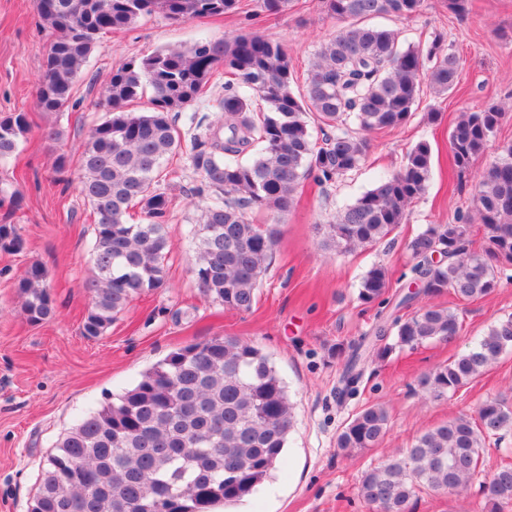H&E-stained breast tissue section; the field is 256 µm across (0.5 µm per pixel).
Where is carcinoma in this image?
Returning <instances> with one entry per match:
<instances>
[{"mask_svg": "<svg viewBox=\"0 0 512 512\" xmlns=\"http://www.w3.org/2000/svg\"><path fill=\"white\" fill-rule=\"evenodd\" d=\"M242 0H36V12L53 39L41 65L35 106L42 112L76 110L72 83L98 39L127 30L141 18L205 20L240 13ZM294 0H262L277 17ZM343 23L312 62L305 92L295 93L286 48L257 31L225 34L187 48H168L129 59L112 70L105 90L108 117L93 126L82 146L81 192L93 216L91 261L85 281L91 305L82 333L107 329L138 296L166 286L170 242L166 232L175 197L160 185L167 159L180 147L175 123L198 100L218 95L221 120L202 125L188 117L190 162L199 176L192 196L201 207L193 232L192 273L203 294L227 308L252 309L258 285L279 238L275 224H253L248 211L282 217L293 206L300 178L332 185L365 161L372 132L407 123L423 86L445 96L457 85L459 59L439 39L402 47L397 29L365 24L390 16L409 21L424 0H321ZM229 74L233 79L222 81ZM151 93L148 112L128 105ZM327 127L311 140L308 115ZM504 107L460 113L448 135L453 163L468 171L486 150ZM30 131L25 112L0 114V160L10 158ZM477 183L474 217L486 246L469 239L474 217L457 224H428L408 243L412 272L422 289L404 295L453 293L485 297L512 267V143ZM432 176V149L420 141L398 171L379 179L327 225L326 244L348 252L387 239L406 222ZM137 206L145 223L130 224ZM27 241L17 225L0 224V250L21 253ZM29 322L53 317L47 269L31 264L18 280ZM390 288L385 267L370 268L360 283L364 303L383 300ZM395 340L377 325L371 348L378 358L398 346L452 342L458 313L429 305L395 316ZM512 350V315L497 318L476 345L423 374L418 386L435 397L456 392ZM363 354L346 361L345 387L362 377ZM388 414L379 405L359 411L338 434L344 454L379 446ZM293 426L288 389L258 347L234 336H214L170 352L138 382L70 427L47 456L29 512H217L252 496L282 459ZM512 432V406L481 402L421 433L401 455L366 470L359 494L376 512H411L423 491L463 489L480 465L486 440ZM487 508L512 499V464L498 466L482 484Z\"/></svg>", "mask_w": 512, "mask_h": 512, "instance_id": "carcinoma-1", "label": "carcinoma"}]
</instances>
